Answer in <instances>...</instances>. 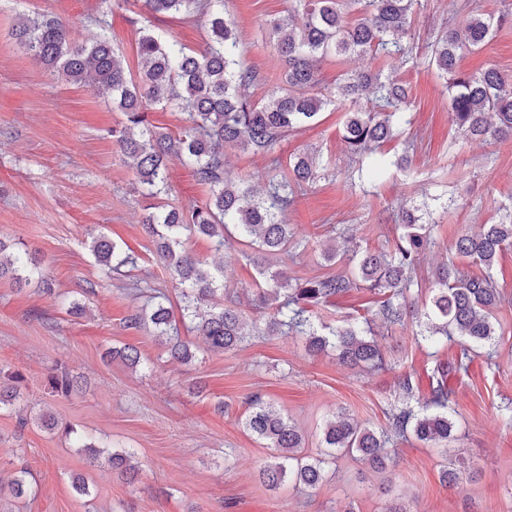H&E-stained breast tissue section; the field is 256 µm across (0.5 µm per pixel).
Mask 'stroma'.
Returning <instances> with one entry per match:
<instances>
[{
	"instance_id": "35a3bbf8",
	"label": "stroma",
	"mask_w": 512,
	"mask_h": 512,
	"mask_svg": "<svg viewBox=\"0 0 512 512\" xmlns=\"http://www.w3.org/2000/svg\"><path fill=\"white\" fill-rule=\"evenodd\" d=\"M0 0V239L24 244L41 259L54 285L47 295L36 286L18 287L0 279V368L21 373L25 403L73 424L87 439L111 451H132L139 480L128 485L107 462L92 466L59 430L33 422L19 427L15 413L0 412V474L25 467L35 495L11 502L0 492V512H386L392 500L411 512H512V250L492 275L507 298L497 311L506 334L492 360L478 357L468 373L449 372L456 392L454 438L449 446L427 448L400 443L397 466L373 472L355 456L326 467L324 481L305 489L286 483L271 490L258 479L271 449L249 434L242 421L246 400L261 394L288 414L306 436L305 453L317 455L318 434L327 418L346 409L358 422L384 428L386 414L401 405L399 381L412 375L428 389L436 363H453L457 345L417 344L413 328H396L382 338L387 365L377 372L342 365L335 353H310L305 337L252 336L239 349L207 350L189 324L180 336L192 343V362L170 360L152 329L127 328L143 301L107 278L91 251L102 235L135 255L136 274L163 287L172 308L179 291L142 229L143 189L108 134L123 120L109 98L51 80L33 57L19 48L11 30L22 14L45 13L75 23L77 36L93 41L107 34L131 74H138L137 35L131 23L138 0ZM462 0H423L413 14L412 33L426 46L433 33L461 8ZM292 0H229L240 38V60L263 82L278 81L281 64L268 30L287 17ZM104 22H97V14ZM149 27L163 41L188 49L207 38L204 21L179 14L150 16ZM470 72L494 67L512 75V25L500 28L481 50L467 56ZM384 71L407 83L402 104L407 122L400 137L381 145L379 174L359 182L341 140L350 104L326 107L312 123L292 132L277 148L281 163L312 151L327 169L324 179L299 195L285 214L308 246L289 253L290 275L326 273L321 247L334 232L351 234L361 246L390 249L399 232L401 204L430 211L434 243L421 256L416 276L417 304L429 299L435 266L451 254L459 235L496 224L512 214V139L495 144L465 140L448 112L445 78L426 54L393 66L374 54L329 57L319 71L321 87L334 89L343 74ZM208 195L180 159L169 164L168 191L161 204L186 208ZM184 246L217 270L227 292L252 285L254 267L237 247L215 252L204 237H184ZM85 303L83 317L67 311ZM377 298L358 289L318 310L315 324L341 326L373 318ZM136 346L150 368L131 369L120 359L105 360L106 349ZM59 366L77 376L69 396L52 395L48 377ZM455 455L462 480L446 487L440 470ZM95 488L93 498L77 495L76 476Z\"/></svg>"
}]
</instances>
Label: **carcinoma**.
Masks as SVG:
<instances>
[{"label":"carcinoma","mask_w":512,"mask_h":512,"mask_svg":"<svg viewBox=\"0 0 512 512\" xmlns=\"http://www.w3.org/2000/svg\"><path fill=\"white\" fill-rule=\"evenodd\" d=\"M298 26L272 23L275 51L284 65L279 82L264 95L250 99L246 90L257 80L255 72L242 67L235 19L224 11V0H143L151 15L179 13L186 19L206 18L207 40L199 50L159 40L145 25L136 28L143 67L138 79L127 72L111 40L100 37L91 44L77 40L68 23L60 18L37 14L27 16L12 28L11 37L23 50L38 59L49 73L112 97V105L123 112L126 122L112 129L121 154L133 161L135 173L146 189L145 197L167 192L168 162L174 155L191 165L196 179L209 191L206 202L188 208L170 209L149 204L143 229L153 239L156 255L170 271L175 287L182 289L181 316L206 340L213 352L238 349L259 325L247 321L239 309L240 299L224 298L223 285L208 264L183 247V237L199 234L214 240L221 251L229 238L236 237L239 256L254 265L260 280L253 289L252 307L267 317L266 332L272 336L308 337L310 352L337 353L351 368L379 369L384 354L376 334L359 323L330 327L321 334L315 329L312 309L325 306L337 296L365 288L381 296L376 316L386 328L417 323L414 339L431 346L453 340L460 347L454 366L438 364L430 375L429 391L420 398L419 385L410 375L399 381L403 404L387 413V427L376 431L355 420L340 408L321 429L324 456L302 454L306 437L295 423L262 396L248 400L246 431L275 451L273 460L260 470V482L276 489L292 480L314 488L325 477L326 458L336 454H358L371 468L384 470L394 463L389 447L411 438L434 448L454 439L453 413L456 392L448 385V372H466L473 353L491 346L500 331L496 310L499 289L487 274L475 277L454 260L439 264L433 272L430 296L422 307L415 306L412 273L420 256L432 245L433 225L426 223L419 209L401 208L400 234L390 251H371L358 246L339 251L336 245L322 252L324 262L343 265L310 279L293 278L280 267V256L303 246L284 215L297 195L325 177L315 158L307 153L294 156L288 172L268 176L259 194L252 179L228 177L224 151L273 157L278 144L302 125L314 121L336 101L347 100L354 110L347 113L342 139L356 163L373 153L380 144L400 135L405 123L399 104L407 97L403 84L390 80L381 70L345 74L330 94L323 92L319 64L332 55L374 52L387 59L405 61L418 54L419 46L410 34L414 6L420 0H294ZM462 22L448 23L428 43L430 59L448 78L451 91L449 112L452 125L470 140L497 142L512 138V76L495 68L466 73L460 62L481 49L501 26L500 20L482 12L473 0H465ZM157 104L173 106L186 115V125L175 137L153 129L148 111ZM91 251L105 274L121 275V268L136 263L116 243L95 237ZM512 250V224H485L478 234H464L454 245L455 254L491 269L498 258ZM9 275L18 285L38 279L39 262L28 250L9 251L0 240V278ZM154 294L131 315L127 327L151 326L166 337L168 356L187 363L195 354L173 330L172 313L165 305L168 296L146 282L132 284L141 293ZM128 366L141 363L137 348L126 345L112 351ZM18 373L0 375V410H8L20 398ZM76 379L64 367L49 377L51 392L66 395ZM79 447L93 465L107 455L113 469L130 483L139 469L130 464L129 451L110 452L91 442ZM29 472L20 469L10 480L14 498L32 494Z\"/></svg>","instance_id":"1"}]
</instances>
